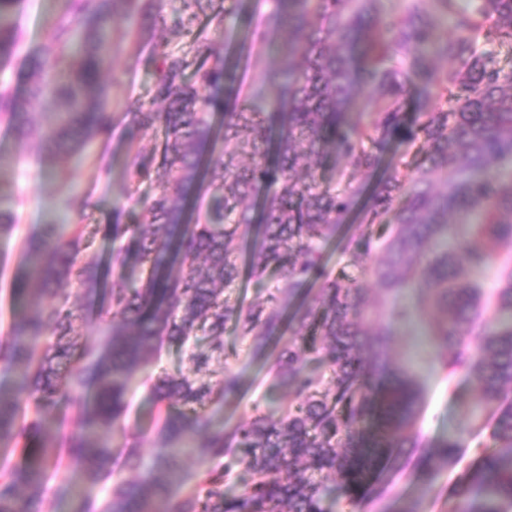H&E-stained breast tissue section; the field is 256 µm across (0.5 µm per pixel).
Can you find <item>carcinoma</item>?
Listing matches in <instances>:
<instances>
[{"mask_svg":"<svg viewBox=\"0 0 512 512\" xmlns=\"http://www.w3.org/2000/svg\"><path fill=\"white\" fill-rule=\"evenodd\" d=\"M380 2L272 0L281 47L245 91L236 64L211 47L212 32L232 31L242 0H178L171 17L153 0H63L51 50L27 56L16 72L51 120L35 121L11 81L0 80V121L18 144L39 142L41 163L66 184V164L108 143L118 122L102 81L116 6L138 16L137 39L169 34L148 43L153 83L148 103L133 110L137 130L159 126L162 137L130 134L127 204L102 227L114 281L104 289L111 328L101 350L73 337L75 310L60 292L65 282L101 279L99 266L77 260L82 224H48L22 250L11 282L21 309L0 340V362L20 370L14 386H0V448L20 450L21 461L0 467V512H42L40 492L64 453L110 483L101 500L74 495L70 512H335L328 481L354 490L382 461L396 463L395 449L417 447L422 388L386 350L396 327L428 308L438 316L427 331L437 360L448 378L463 372L472 386L470 436L494 408V446L476 444L477 463L454 485L453 512H512V273L497 277L490 295L477 279L512 245V71L480 49L512 47V0H479L470 10L458 0H403L394 15ZM21 3L0 0L1 75L18 56L11 17ZM437 10L453 16L451 35L438 33ZM429 49L455 66L432 67ZM421 86L450 105L408 117ZM358 96L369 111L353 122L348 106ZM396 143L413 150L402 169L385 163ZM378 171L371 189L356 179ZM144 182L155 193L142 202L135 192ZM357 220L367 232L345 239L341 228ZM453 225L467 227L468 238L449 242ZM333 243L352 262L377 253V297L327 267L323 249ZM131 254L143 273L137 287L124 284ZM271 267L283 286L266 301L224 298ZM410 290L418 291L413 306L402 301ZM46 293L59 300L44 304ZM230 327L251 339L273 384L288 388V404L217 428L202 410L241 392L237 374L207 379ZM200 334L209 342L190 351L194 377H151L160 404L155 476L122 480L113 440L135 374L155 365L164 345ZM470 335L479 338L474 348ZM313 360L328 368L329 383L308 370ZM62 405L81 419L70 436L56 418ZM200 429L208 430L202 445L192 437ZM185 454L198 455L195 471L177 466ZM224 455L250 477L240 494L210 466ZM463 456L459 432L425 449L415 466L421 491ZM21 488L35 494L23 500Z\"/></svg>","mask_w":512,"mask_h":512,"instance_id":"obj_1","label":"carcinoma"}]
</instances>
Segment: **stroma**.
Wrapping results in <instances>:
<instances>
[{
	"label": "stroma",
	"mask_w": 512,
	"mask_h": 512,
	"mask_svg": "<svg viewBox=\"0 0 512 512\" xmlns=\"http://www.w3.org/2000/svg\"><path fill=\"white\" fill-rule=\"evenodd\" d=\"M57 7L58 0H24L18 16L23 32V50L38 53L47 47L49 24ZM268 11L265 0H243L238 32L248 35L253 48L248 59L236 69L235 77L246 88L261 81L272 61L273 35L266 22ZM136 22V17L127 15L121 8L114 15L112 68L107 81L109 96L118 107L120 121L102 156L72 168L71 180L79 195L70 212H63L58 205V183L41 173L36 163L39 156L37 146L31 144L26 149H19L11 131L0 124V156L14 161L13 167L1 174L12 181L13 194L0 204L12 209L18 217L16 231L0 237V336L8 333L13 318L10 284L24 242L38 238L44 225L67 218L90 228L108 223L113 208L125 202L120 170L126 159L127 134L132 127L131 112L139 103L146 101L150 82L147 49L123 37L125 30L134 27ZM68 293L71 305L77 309L74 329L79 340L91 347L99 346L108 318L100 308L98 296L79 285L69 287ZM432 318V312L428 311L419 320L401 325L390 348L393 363L411 365L423 388V411L417 422L419 448L432 446L446 437L449 431L469 426L470 383L462 373L447 377L437 362L434 350L424 335ZM214 368L220 373L239 374L245 386L241 396L234 401L208 405L205 413L211 418L233 425L288 399L286 392L274 387L265 370L253 359L249 339L226 334L224 354ZM127 401L128 408L121 420L125 432L116 435L115 443L120 446L126 438H136L145 458H152L156 451L158 428L152 396L142 377L133 379ZM419 448L403 449L400 470L389 473L388 479L395 490L413 492V462ZM78 490L97 498L106 494L105 484L91 481L85 471L74 469L70 462H63L53 471L41 493L45 512H69L72 495Z\"/></svg>",
	"instance_id": "35a3bbf8"
}]
</instances>
